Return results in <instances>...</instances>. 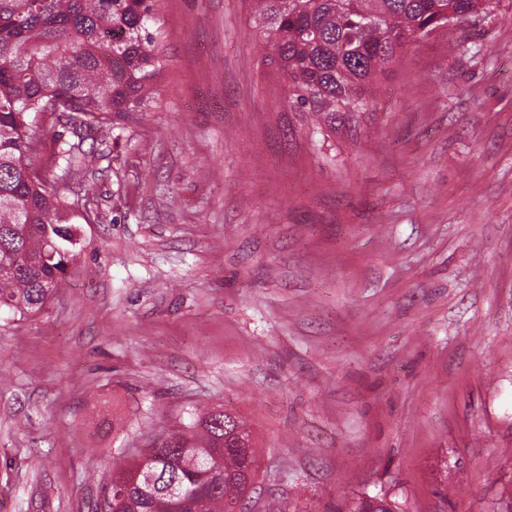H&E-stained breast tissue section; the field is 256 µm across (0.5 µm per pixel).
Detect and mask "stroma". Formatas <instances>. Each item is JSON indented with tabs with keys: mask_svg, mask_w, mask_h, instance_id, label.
Returning <instances> with one entry per match:
<instances>
[{
	"mask_svg": "<svg viewBox=\"0 0 512 512\" xmlns=\"http://www.w3.org/2000/svg\"><path fill=\"white\" fill-rule=\"evenodd\" d=\"M148 111L98 157L48 308L0 313V512H91L224 408L280 512L512 504V0L429 34L358 132L304 125L244 0H160Z\"/></svg>",
	"mask_w": 512,
	"mask_h": 512,
	"instance_id": "1",
	"label": "stroma"
}]
</instances>
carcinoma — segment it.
<instances>
[{
    "label": "carcinoma",
    "instance_id": "1",
    "mask_svg": "<svg viewBox=\"0 0 512 512\" xmlns=\"http://www.w3.org/2000/svg\"><path fill=\"white\" fill-rule=\"evenodd\" d=\"M158 0H0V307L35 317L81 250L76 224H89L92 192L60 195L94 155L82 141L108 138L114 119L143 112L160 78L165 36ZM492 0H250L262 33V62L285 83L290 105L317 130L358 127L380 74L434 30L487 12ZM70 126L36 166L40 124ZM237 416L210 410L114 469L105 512H250L260 458ZM350 512H398L367 498Z\"/></svg>",
    "mask_w": 512,
    "mask_h": 512
}]
</instances>
